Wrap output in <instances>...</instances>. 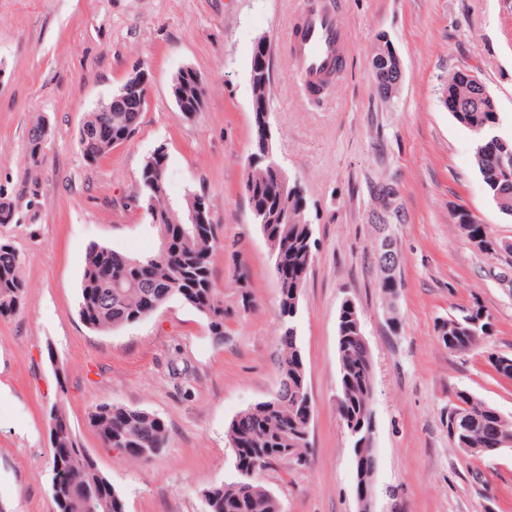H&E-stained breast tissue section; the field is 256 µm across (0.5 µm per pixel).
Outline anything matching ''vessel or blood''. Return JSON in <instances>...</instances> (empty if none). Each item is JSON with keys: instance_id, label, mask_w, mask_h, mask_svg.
<instances>
[{"instance_id": "1", "label": "vessel or blood", "mask_w": 512, "mask_h": 512, "mask_svg": "<svg viewBox=\"0 0 512 512\" xmlns=\"http://www.w3.org/2000/svg\"><path fill=\"white\" fill-rule=\"evenodd\" d=\"M297 26L294 65L306 82H322L328 77L334 58L347 44L338 13L325 0H302Z\"/></svg>"}]
</instances>
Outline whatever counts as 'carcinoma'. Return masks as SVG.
Returning a JSON list of instances; mask_svg holds the SVG:
<instances>
[{"label": "carcinoma", "instance_id": "1", "mask_svg": "<svg viewBox=\"0 0 512 512\" xmlns=\"http://www.w3.org/2000/svg\"><path fill=\"white\" fill-rule=\"evenodd\" d=\"M377 90L385 98L392 96L389 81L395 79V64L390 55L378 50L372 59ZM172 92L179 111L190 116L202 111L203 91L192 71L180 72ZM442 97L460 104L455 119L469 129L475 139V164L498 208L512 216V139L495 134L499 124L491 95H477V88L460 71L453 72L442 86ZM255 137L247 159L244 189L251 215L267 222L258 224L270 245L271 255L288 251V271L276 275L279 307L283 319L278 357L279 386L266 400L238 413L229 424L230 447L252 449L259 460L251 475L235 472L232 481L214 483L202 490L205 512H280L277 496L257 481V476L275 464L298 469L311 461L310 425L313 410L307 392L306 367L298 344L297 321L302 288L313 263L315 241L307 218V200L303 188L280 169L271 165L263 151V113L253 111ZM141 117L140 107L115 92L101 102L85 120L78 134V148L88 162L106 155L110 148L98 143L91 126L102 123L112 127V145L129 140ZM49 127L36 124L29 132L28 163L38 166ZM141 190L133 198L134 207L143 210L159 236L157 251L131 258L120 267L105 259L107 246L89 247L83 270L78 313L92 329L109 332L134 325L152 315L146 300L156 307L180 300L208 320L213 341L224 344V321L230 310L217 288L211 265L214 251L221 246L218 226L211 220V200L202 191H189L176 203L168 197L167 154L153 150L141 170ZM8 186L0 183V224L12 223L15 213L9 203ZM197 223H187L189 214ZM453 224L483 254L491 257L512 254V241L488 234L477 216L462 206L452 210ZM23 257L8 242H0V318L18 314L24 306L21 270ZM401 288L394 274L382 273L379 289L387 301ZM439 341L450 353H466L477 339L490 336L494 325L490 315L477 306L464 308L439 321ZM363 335L360 311L349 312L341 306L337 324L339 355L338 411L344 428L368 422L373 395L374 370L371 350L356 338ZM48 410L52 499L55 512H123L120 491L112 477L99 467L92 453L84 448L64 406L66 394L62 379ZM458 411L475 413L488 429H499L512 437V422L496 408L467 389L451 391L447 418ZM89 425L98 434L103 447L117 450L137 462L150 461L166 446L168 431L157 415L112 402L95 404ZM484 432L475 428L467 440L454 438L455 445L476 458H492L500 453L482 448ZM356 478L372 485L376 468L375 448L357 446L359 436L349 434Z\"/></svg>", "mask_w": 512, "mask_h": 512}]
</instances>
